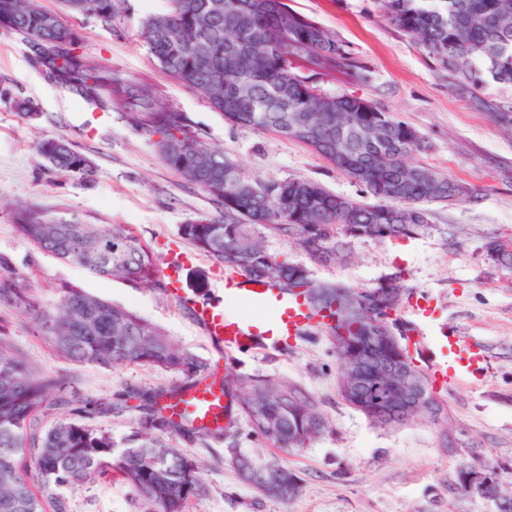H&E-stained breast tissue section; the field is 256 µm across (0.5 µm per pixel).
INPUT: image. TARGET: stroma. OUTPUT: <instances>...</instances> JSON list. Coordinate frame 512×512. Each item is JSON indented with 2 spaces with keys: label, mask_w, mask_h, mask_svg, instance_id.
<instances>
[{
  "label": "stroma",
  "mask_w": 512,
  "mask_h": 512,
  "mask_svg": "<svg viewBox=\"0 0 512 512\" xmlns=\"http://www.w3.org/2000/svg\"><path fill=\"white\" fill-rule=\"evenodd\" d=\"M289 5L335 32L370 70L368 83L344 75L317 74L323 93L354 94L414 127L423 139L413 163L448 176L472 195L452 204L429 203L432 227L412 239L359 240L351 255L313 266L316 279L371 288L400 275L407 293L397 312L405 317L417 299L429 298L435 327L463 336L484 350L487 373L476 385L440 389L448 422L378 426L338 393V362L332 337L317 331L283 356L259 352L223 354L209 344L188 309L157 288H135L98 278L81 267L37 250L14 228L11 209L38 203L53 213L77 215L95 224H127L156 260L192 251L178 227L218 209L200 187L170 170L145 137L127 123L120 106L103 110L68 93L34 64L20 36L0 31V255L23 271L37 298L55 303L60 288L74 283L92 295L135 311L161 327L180 349L206 362L223 359L225 371L285 381L304 389L327 422L308 447L290 452L263 446L242 417L232 431L237 447L256 458L278 457L299 478L298 492L280 499L244 481L228 460L224 441L176 440L201 468L205 491L185 512H491L492 505L459 489L460 467H499L501 490L512 497V267L493 262L488 241L512 247V130L500 126L494 108H512V87L489 85L491 108L478 111L451 93L439 71L408 37L384 17L378 0H288ZM167 0H125L111 23L74 14L64 21L80 35L90 61L111 65L122 76L153 86L176 111L186 114L209 144L222 148L242 174L258 182L307 179L327 190L359 197L361 190L306 145L280 135L228 123L202 92L161 70L142 32L147 14L165 11ZM35 103L27 121L14 99ZM63 135L94 163L95 176L47 168L35 150L42 138ZM223 265L205 254L183 274L186 293L213 296ZM0 335L37 371L63 377L61 404L47 418L67 411L72 397L115 403L140 391H169L185 384L177 372L138 364L112 367L71 362L38 336L29 315L0 307ZM68 512H147L120 478L104 475L64 493Z\"/></svg>",
  "instance_id": "obj_1"
}]
</instances>
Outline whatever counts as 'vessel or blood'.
I'll return each instance as SVG.
<instances>
[{
    "label": "vessel or blood",
    "instance_id": "b4317fda",
    "mask_svg": "<svg viewBox=\"0 0 512 512\" xmlns=\"http://www.w3.org/2000/svg\"><path fill=\"white\" fill-rule=\"evenodd\" d=\"M192 259L191 254L167 256L160 268L169 296L177 303L189 304L194 319L212 344L235 352L256 350L284 354L293 348L300 335L310 330H326L336 321L327 310L309 306L299 292H286L277 286L255 280L243 274L225 275L221 284L223 300H186L182 292L181 272ZM235 299L251 300L265 308L259 318H248L229 312L226 304ZM434 309L429 302H415L409 310V322L416 336L415 344L435 384H464L482 378L486 359L482 350L457 334L443 339L442 349H433L428 333ZM164 414L172 419L193 420L197 427L206 429L224 422V387L207 377L192 384L169 391L162 399Z\"/></svg>",
    "mask_w": 512,
    "mask_h": 512
}]
</instances>
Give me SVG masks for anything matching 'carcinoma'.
<instances>
[{"instance_id": "carcinoma-1", "label": "carcinoma", "mask_w": 512, "mask_h": 512, "mask_svg": "<svg viewBox=\"0 0 512 512\" xmlns=\"http://www.w3.org/2000/svg\"><path fill=\"white\" fill-rule=\"evenodd\" d=\"M120 0H61L71 14L112 21ZM389 20L419 46L471 107L490 109L483 97L491 84L512 86V0H380ZM0 29L21 36L45 76L66 91L102 107L122 106L134 131L154 140L164 164L202 188L220 214L179 226V233L231 272L301 289L317 309L336 314L330 333L337 340L367 347L364 336L388 322L398 306L390 298L403 292L399 276H388L372 292L383 301L363 305L364 290L317 280L302 264L269 254L253 226L267 224L293 239L316 262L327 265L347 254L356 240L413 238L431 228L423 204L450 185L458 198L472 191L432 169L409 162L421 144L415 128L370 100L353 94L326 95L298 74L302 67L321 74L336 71L361 83L366 65L335 34L294 10L285 0H168V8L149 14L143 29L160 68L183 85L203 92L234 126L262 129L308 146L361 187L363 197L339 196L316 181L291 179L260 183L242 175L224 151L206 143L181 112L140 81L122 77L103 63L75 52L78 33L57 12L36 0H0ZM37 154L58 172L90 181L92 161L64 136L43 138ZM17 233L43 253L76 264L101 278H118L134 287L163 288L153 251L127 224H91L55 216L24 203L12 211ZM490 257L512 265V251L496 241ZM0 306L28 313L38 335L76 363L143 364L180 372L196 381L208 365L176 347L155 324L130 309L89 294L75 284L61 288L54 304L41 303L27 277L0 256ZM0 337V512H66L63 491L99 475L120 476L151 512H184L187 501L204 492L200 468L181 449L177 437L228 439L230 462L242 453L224 426L201 430L172 420L157 407L160 394L140 395L143 413L114 451L112 437L89 420L112 406L86 403L72 417L45 421L50 395L65 380L30 368L4 352ZM340 397L371 422L383 424L373 408L381 370L352 385L340 346ZM236 389L239 411L252 432L281 451L306 447L325 429L317 404L300 388L258 376H224V392ZM36 478L25 472L26 460ZM266 477L286 480L278 494L288 498L298 478L277 460L260 462Z\"/></svg>"}]
</instances>
